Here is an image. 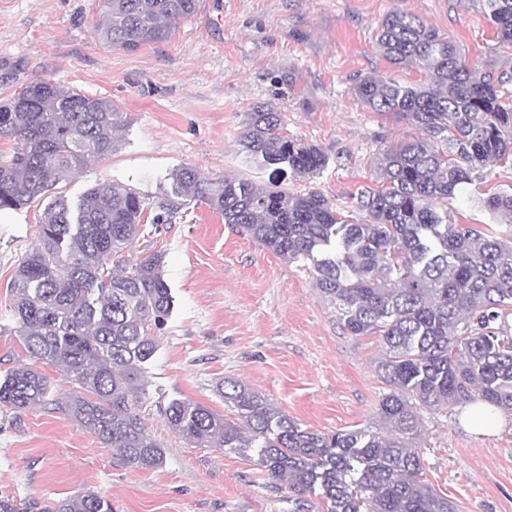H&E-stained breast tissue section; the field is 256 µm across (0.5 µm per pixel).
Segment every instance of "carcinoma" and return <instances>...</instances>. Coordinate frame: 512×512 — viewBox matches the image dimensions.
I'll list each match as a JSON object with an SVG mask.
<instances>
[{"instance_id":"cac0c4a2","label":"carcinoma","mask_w":512,"mask_h":512,"mask_svg":"<svg viewBox=\"0 0 512 512\" xmlns=\"http://www.w3.org/2000/svg\"><path fill=\"white\" fill-rule=\"evenodd\" d=\"M198 0H103L96 24L114 48L135 51L167 40ZM498 43L512 48V0H484ZM380 55L423 79L401 84L366 76L352 87L370 111L405 120L423 136L377 157V187L356 196L350 220L322 194H293L288 175H316L327 158L288 134L282 113L258 106L239 140L267 174L255 182L204 180L196 169L170 174L158 208L173 217L178 200L206 205L271 252L308 260L316 288L344 330L373 336L387 387L378 402L383 430L307 432L246 384L218 385L228 418L175 399L163 409L169 427L198 448L245 453L290 491L311 492L326 512H455L423 480L421 412L480 400L512 414V242L457 222L448 200L493 162H512V71L498 75L470 63L439 30L394 9L374 37ZM119 127L112 102L49 81L0 103V139L12 144L0 164V211L48 200L38 240L11 283L18 338L30 357L74 378L82 393L65 412L142 470L161 467L167 449L136 412L144 374L158 350L151 327L164 324L173 296L164 255L121 267L144 224L146 198L119 183L99 184L71 200L53 193L89 158L112 154ZM512 224V190L478 198ZM56 404L50 378L22 366L0 382V407L22 411ZM0 512H112L84 492L53 505L0 498Z\"/></svg>"}]
</instances>
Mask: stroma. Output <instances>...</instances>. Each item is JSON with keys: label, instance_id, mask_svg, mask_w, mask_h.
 Masks as SVG:
<instances>
[{"label": "stroma", "instance_id": "obj_1", "mask_svg": "<svg viewBox=\"0 0 512 512\" xmlns=\"http://www.w3.org/2000/svg\"><path fill=\"white\" fill-rule=\"evenodd\" d=\"M100 8V0H0V100L46 79L108 99L119 112L118 147L57 190L72 199L118 182L148 201L127 258L163 252L175 298L167 322L152 331L159 347L139 406L167 457L153 470L120 460L64 411L78 390L73 378L45 365L58 408L0 409V495L52 504L97 491L112 512H326L320 498L278 488L256 456L190 445L160 408L189 399L223 412L215 385L233 378L304 429L374 431L385 389L374 371L379 342L342 328L307 263L275 255L193 201L171 223H154L157 204L182 166L211 180L265 181L238 139L247 112L268 105L283 113L290 135L328 158L320 174L289 178V192H319L353 214L356 194L374 183L376 156L418 134L352 93L367 75L420 78L375 49L384 16L396 8L419 15L493 73L512 61V48L497 43L483 0H199L167 41L134 52L101 42ZM484 176L448 206L461 223L507 236L512 227L491 223L476 198L512 187V164L487 166ZM43 209L37 201L0 212V379L30 361L16 335L10 283L37 240ZM471 409L425 414L424 479L456 512H512V415L479 431Z\"/></svg>", "mask_w": 512, "mask_h": 512}]
</instances>
